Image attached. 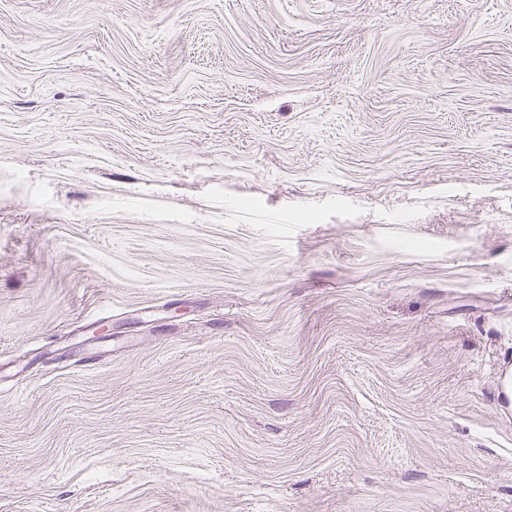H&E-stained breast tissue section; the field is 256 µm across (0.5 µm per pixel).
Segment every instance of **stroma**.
<instances>
[{"label":"stroma","mask_w":512,"mask_h":512,"mask_svg":"<svg viewBox=\"0 0 512 512\" xmlns=\"http://www.w3.org/2000/svg\"><path fill=\"white\" fill-rule=\"evenodd\" d=\"M512 0H0V512H512Z\"/></svg>","instance_id":"35a3bbf8"}]
</instances>
